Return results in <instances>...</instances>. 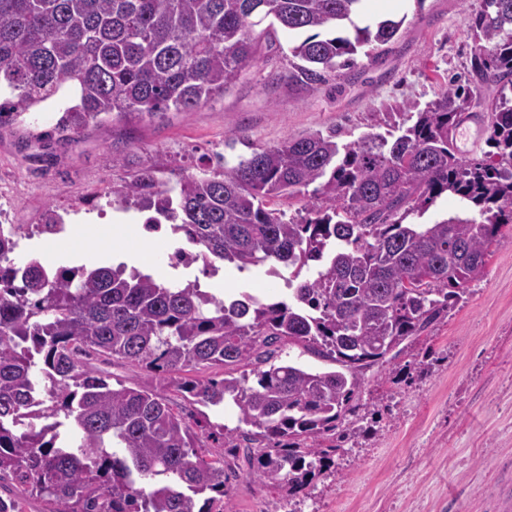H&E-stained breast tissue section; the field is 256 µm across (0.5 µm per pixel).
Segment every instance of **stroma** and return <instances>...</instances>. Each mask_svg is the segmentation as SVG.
<instances>
[{"label": "stroma", "mask_w": 512, "mask_h": 512, "mask_svg": "<svg viewBox=\"0 0 512 512\" xmlns=\"http://www.w3.org/2000/svg\"><path fill=\"white\" fill-rule=\"evenodd\" d=\"M481 3L368 0L370 19H402L398 37L365 47L352 68L314 87L288 81L282 31L224 95L194 111L107 119L75 142L54 134L60 112L48 104L0 125V218L24 232L14 259L36 256L50 208L72 234L89 217L144 223V212L112 195L142 168L172 186L259 145L330 128L344 143L385 132L398 120L395 104L426 105L465 75L475 48L468 22ZM152 261L174 281L213 278L220 297L247 292L276 301L287 294L265 264L211 276L200 263L170 264L167 252ZM361 402L370 430L307 496L283 504L241 469L231 483L233 512H505L512 503L511 233L440 323L391 369L367 372Z\"/></svg>", "instance_id": "obj_1"}]
</instances>
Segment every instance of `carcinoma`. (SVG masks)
Wrapping results in <instances>:
<instances>
[{"label":"carcinoma","mask_w":512,"mask_h":512,"mask_svg":"<svg viewBox=\"0 0 512 512\" xmlns=\"http://www.w3.org/2000/svg\"><path fill=\"white\" fill-rule=\"evenodd\" d=\"M251 5L0 0V122L59 94L54 130L67 138L108 116L191 112L224 94L280 29L294 58L288 80L313 87L404 23L366 20L365 0H267L261 15ZM470 35L479 52L468 83L493 93L480 159L454 141L475 94L451 86L403 108L385 135L341 144L330 128L258 146L176 190L145 168L112 191L173 224L179 255L240 272L282 265L286 299L227 302L123 264L17 263V232L0 230V512H25L33 497L53 512H230L229 455L285 498L313 486L363 431L366 372L448 315L512 224V0H483ZM312 184L305 214L273 207ZM444 194L458 213L410 221ZM285 340L336 369L276 361ZM115 362L144 365L159 383L115 387L100 368ZM214 366L223 378L186 376ZM240 367L250 371L237 376ZM165 382L193 404L235 407L239 425L175 412ZM203 434L224 453H200Z\"/></svg>","instance_id":"obj_1"}]
</instances>
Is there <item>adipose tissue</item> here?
Wrapping results in <instances>:
<instances>
[{"instance_id": "1", "label": "adipose tissue", "mask_w": 512, "mask_h": 512, "mask_svg": "<svg viewBox=\"0 0 512 512\" xmlns=\"http://www.w3.org/2000/svg\"><path fill=\"white\" fill-rule=\"evenodd\" d=\"M118 245L123 246L132 258L140 261L145 254L160 250L163 242L158 234L148 232L141 226L127 229L118 224L102 232L93 224L82 228L80 233L72 237L46 240L42 254L52 259L66 252H75L94 258Z\"/></svg>"}]
</instances>
